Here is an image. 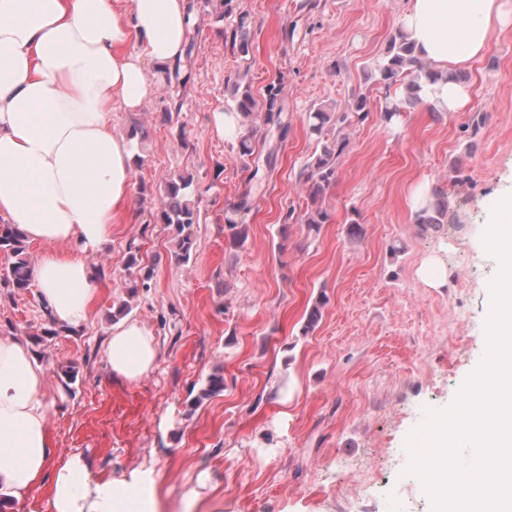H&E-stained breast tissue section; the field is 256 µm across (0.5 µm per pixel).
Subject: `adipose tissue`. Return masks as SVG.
I'll return each mask as SVG.
<instances>
[{
	"mask_svg": "<svg viewBox=\"0 0 512 512\" xmlns=\"http://www.w3.org/2000/svg\"><path fill=\"white\" fill-rule=\"evenodd\" d=\"M510 25L512 0H410L402 18L416 53L444 74ZM188 27L185 0H132L128 17L112 0H0V223L43 246L32 276L57 325L88 322L97 294L89 258L129 205L133 150L112 134V106L140 107L149 65L182 59ZM132 39L142 52L126 50ZM101 354L112 376L135 384L155 370L159 345L128 317ZM65 398L25 338L0 336V500L23 503L44 484L46 512H159L154 468L113 477L81 453L58 456L49 433Z\"/></svg>",
	"mask_w": 512,
	"mask_h": 512,
	"instance_id": "ef3b65f1",
	"label": "adipose tissue"
}]
</instances>
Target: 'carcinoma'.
<instances>
[{
  "label": "carcinoma",
  "instance_id": "cac0c4a2",
  "mask_svg": "<svg viewBox=\"0 0 512 512\" xmlns=\"http://www.w3.org/2000/svg\"><path fill=\"white\" fill-rule=\"evenodd\" d=\"M232 44L238 45L240 53H249V39L245 27V17H240L235 29L231 30ZM375 71L386 86L404 87L402 97L386 102L380 112V119L389 123L401 110L422 101L420 92L424 85L442 79V73L432 67L416 54L414 45L409 42L402 29H397L391 36L384 56L376 64ZM268 108L264 113V124L268 126L267 153L261 156L255 153L250 135L240 139L242 155L252 159L249 180L259 182L266 176L265 164L271 163L276 153L275 139L282 138L285 123L282 108L277 106L279 89L269 84ZM233 109L244 120L256 116V101L248 88L234 83L232 87ZM355 111L335 112L325 105H315L306 114V126L309 136L322 143L320 151L312 154L299 174L300 186L307 192L310 206L299 214L295 210L286 213L284 221L292 219L305 224L310 231H319L320 225L329 221V214L320 204L326 189L336 182L337 161L345 152L349 140L343 130L351 125L352 120L363 121L369 115L367 97L361 95L354 101ZM193 177L188 174L173 173L165 179L163 195L156 212V223L175 234L177 251L175 258L180 263L190 261L194 252L195 241L190 232L192 225L200 222V212L193 200ZM251 210L250 192L243 193L231 214L224 215V224L232 231L234 243L241 244L247 238L246 225L241 224L236 216ZM447 204L440 199L437 192L428 196L415 212L414 223L434 226L443 222ZM0 251L10 258L9 265L0 274V288L12 295L29 290L32 286V261L23 231L15 224H0ZM224 390V374L214 373L209 376L206 387L194 400L198 406L202 401Z\"/></svg>",
  "mask_w": 512,
  "mask_h": 512
}]
</instances>
